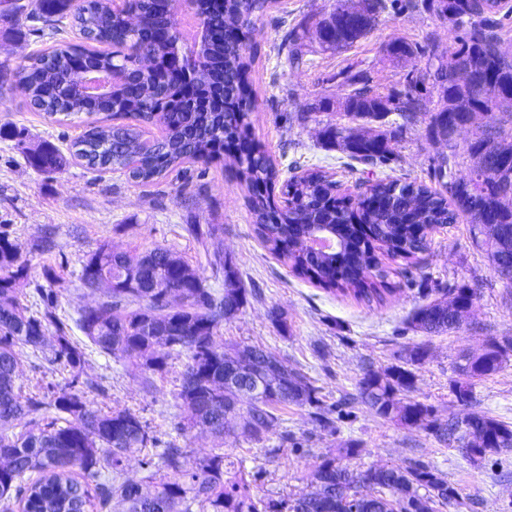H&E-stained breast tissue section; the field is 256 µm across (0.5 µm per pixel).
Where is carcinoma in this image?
Here are the masks:
<instances>
[{
	"label": "carcinoma",
	"instance_id": "carcinoma-1",
	"mask_svg": "<svg viewBox=\"0 0 512 512\" xmlns=\"http://www.w3.org/2000/svg\"><path fill=\"white\" fill-rule=\"evenodd\" d=\"M178 0H127L126 9H112V0H32L15 5L12 12L34 17H71L81 42L59 41L30 62L19 65L14 77L27 89L28 104L50 117L69 118L112 113L127 116L125 125L92 123L71 144L72 156L95 170L125 174L148 184L164 178L188 161L210 163L224 157L223 146L239 145L234 157L236 178L248 191L258 238L293 273L328 291L352 296L365 303L382 304L392 294L391 269L375 249L393 260L414 263L430 248L431 239L414 227L435 228L455 223L459 214L470 217L486 235L487 257L497 276L512 283V141L503 131L486 128L470 143L471 165L464 176L449 167L450 156L433 163L432 178L448 195L420 182L381 179L366 186L367 205L352 206L342 196L330 195L331 180L323 170H308L300 177L279 181L280 171L267 149L255 139L251 65L253 45L237 32L254 28L270 0H196L198 24L210 39L202 48V63L190 71V93H184L181 75L160 69L166 58L193 51L181 42ZM367 13L355 15L343 0H334L329 13L316 23L320 48L339 52L369 34L387 8L404 12L415 0H372ZM440 20L451 22L458 48L448 54L433 51L437 60L429 73L431 85L420 75L404 77L402 88L384 93L363 77L336 102L319 100L317 112H336L342 121L327 120L322 128L325 144L344 141L343 152L372 167L397 162L389 142L373 132L391 115L412 124L426 111L425 100L438 95L439 106L430 113L428 135L451 142L454 128L475 109L512 112V50L504 46L501 30L512 19V8L501 0H424ZM143 17L132 27L127 14ZM305 32L293 28L283 37L288 62L303 60ZM393 60L407 54L423 55L426 45L395 41L385 47ZM452 56L451 62L444 61ZM94 68L111 74L110 88L95 95H78L72 88L82 73ZM463 72L460 81L455 74ZM155 121L162 135L144 138L141 123ZM30 163L42 172L63 166L59 151L43 146L30 154ZM495 169V181L481 180L482 170ZM281 183L282 203L268 190ZM337 227L339 245L328 252H311L300 244L316 225ZM218 224H187L185 231L202 249L215 274L224 275L218 291L179 255L157 247L134 259L103 243L82 261L80 287L98 294L83 307L77 328L100 352L118 359L136 360L134 377L145 395L156 390L174 362L187 357L176 376L175 400L189 410L180 425L187 436L199 429L213 437L214 448L198 457L194 449L169 444L162 452H146L159 440L129 409L103 410L94 406L82 388H100L88 374L84 352L69 336L56 314L62 284L34 288L39 310L23 303L27 260L0 232V500L16 499L24 512H98L120 507V512H435L434 504L458 500L456 489L438 470L420 461L403 466H382L354 471L347 461L357 449L349 445L321 458L312 472L316 490L278 499L255 500L251 483L224 448L225 438L242 433L253 441L266 439L276 411L290 404L318 406L316 389L307 377L288 370V384L275 390L263 387L237 408L236 394L224 384L231 359L258 356L284 365L263 347L247 345L226 350L219 331L224 321L244 306L247 291L224 254L210 251L209 240ZM475 292L456 291L451 302L433 301L418 308L410 321L423 333H441L460 326L462 312L471 308ZM55 340L50 364H59L69 378L47 390L29 387L18 374L19 355L25 348L42 351L48 328ZM508 358V347L490 343L482 359L466 358L460 366L466 380L455 385L463 406L472 404V380L497 372ZM415 373L395 365L380 374L366 371L359 381L360 402L379 416L405 428L427 426L458 436L461 448L473 461L512 451V427L479 412L441 425L434 409L402 397L415 386ZM142 456L144 476L125 477L129 457ZM373 473L362 490L361 477ZM425 493H420V490Z\"/></svg>",
	"mask_w": 512,
	"mask_h": 512
}]
</instances>
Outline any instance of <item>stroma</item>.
<instances>
[{"mask_svg":"<svg viewBox=\"0 0 512 512\" xmlns=\"http://www.w3.org/2000/svg\"><path fill=\"white\" fill-rule=\"evenodd\" d=\"M331 2L276 0L257 20L252 38L260 53L251 74L256 140L266 146L282 178L319 167L332 175L346 196L355 194L357 184L372 173L428 182L433 160L445 146L426 138L424 123L397 131L391 147L398 162L372 172L340 149L323 145L320 124L301 114L321 98L342 97L348 78L366 76L389 89L410 71L428 67L426 55L406 64L390 61L385 47L391 41L427 36L432 44L450 50L453 32L425 9H388L373 32L341 53H323L314 39H307L302 64L290 66L280 49L284 33L312 26ZM45 28L41 21L0 14V82L12 83L17 65L53 46ZM3 124L10 125L11 134L0 138V225L28 259L31 282L46 286L56 275L69 280L56 313L71 326L78 311L93 300L76 279L83 258L99 244L133 256L158 246L171 249L203 272L211 287L220 288L223 276L213 275L184 227L223 225L212 245L232 261L248 291L246 304L220 330L225 345H259L277 354L316 387L322 409L339 407L346 412L329 430L313 422L310 406L291 405L278 411L264 441L225 439L228 453L254 478L256 497L310 490L311 473L320 458L353 443L359 448L351 461L355 469L398 466L412 459L438 469L460 499L455 505L437 506L436 512H512V451L474 462L456 438H444L432 429L404 428L355 399L364 370L381 372L403 364L407 351L420 345L426 354L412 367L416 383L410 399L432 406L441 424L472 409L512 425V359L498 372L474 381L472 407L459 405L454 395L463 355L477 353L493 341L512 344V286L492 271L467 217L433 231L431 247L420 255L418 268L410 270L405 262H397L390 277L394 293L383 305H369L294 275L269 252L254 231V216L230 160L188 163L160 181L136 185L123 173L95 171L69 157L84 118L61 121L32 111L24 96L15 92L0 108ZM40 145L67 154L66 164L51 173L35 170L26 155ZM47 234L55 244L49 252L40 247ZM462 287L473 289L477 300L459 329L429 335L411 328L410 318L420 306L452 298ZM274 307L286 312V328L271 324L268 312ZM70 334L75 341L83 339L73 326ZM86 359L88 373L102 385L89 393L97 406L130 409L161 442L189 445L200 456L209 453L213 441L207 433L186 436L178 429L185 411L173 398L174 377L159 382L154 394L147 396L127 373L124 361L91 348Z\"/></svg>","mask_w":512,"mask_h":512,"instance_id":"1","label":"stroma"}]
</instances>
